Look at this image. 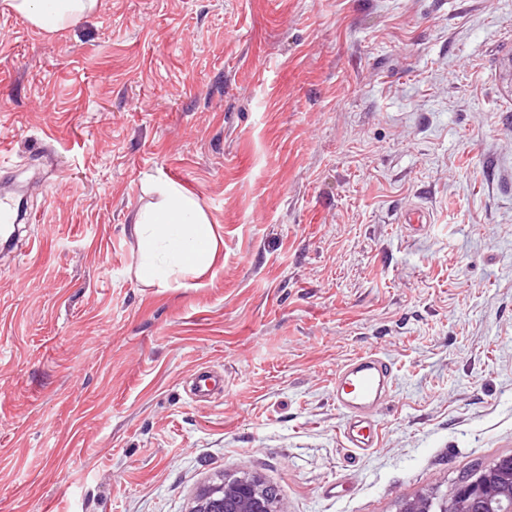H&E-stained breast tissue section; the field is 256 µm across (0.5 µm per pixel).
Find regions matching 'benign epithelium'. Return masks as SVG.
Returning <instances> with one entry per match:
<instances>
[{"label":"benign epithelium","instance_id":"benign-epithelium-1","mask_svg":"<svg viewBox=\"0 0 512 512\" xmlns=\"http://www.w3.org/2000/svg\"><path fill=\"white\" fill-rule=\"evenodd\" d=\"M512 512V468L456 485L441 494L427 490L401 500L398 512ZM189 512H286L264 477L247 469L226 474L221 482L201 487Z\"/></svg>","mask_w":512,"mask_h":512}]
</instances>
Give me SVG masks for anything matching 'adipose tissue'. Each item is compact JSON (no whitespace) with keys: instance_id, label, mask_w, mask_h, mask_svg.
I'll use <instances>...</instances> for the list:
<instances>
[{"instance_id":"1","label":"adipose tissue","mask_w":512,"mask_h":512,"mask_svg":"<svg viewBox=\"0 0 512 512\" xmlns=\"http://www.w3.org/2000/svg\"><path fill=\"white\" fill-rule=\"evenodd\" d=\"M98 5L99 0H0V7L49 34L77 23ZM159 193L154 207L133 217L139 243L134 274L145 286L171 288L181 285L188 272L214 262L217 235L194 196L173 184L161 186Z\"/></svg>"}]
</instances>
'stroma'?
Returning a JSON list of instances; mask_svg holds the SVG:
<instances>
[{"instance_id": "obj_1", "label": "stroma", "mask_w": 512, "mask_h": 512, "mask_svg": "<svg viewBox=\"0 0 512 512\" xmlns=\"http://www.w3.org/2000/svg\"><path fill=\"white\" fill-rule=\"evenodd\" d=\"M162 183L220 238L179 288L133 272ZM0 193V512H188L238 467L287 512H397L512 455V0L0 10ZM366 352L362 451L330 388ZM0 4L34 28L52 34L94 12L99 0H2ZM394 380L391 366L378 354L368 353L343 363L336 372L332 387L337 408L352 417L370 418L366 425L350 422L345 439L352 448H373L378 439L377 425L371 419L372 411L380 403L382 392ZM357 414V415H356ZM224 390V376L213 371H204L197 377V381L189 389L194 399L210 396L217 391Z\"/></svg>"}]
</instances>
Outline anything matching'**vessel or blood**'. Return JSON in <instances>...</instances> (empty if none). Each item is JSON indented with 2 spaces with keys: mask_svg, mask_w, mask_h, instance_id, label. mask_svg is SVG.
Returning a JSON list of instances; mask_svg holds the SVG:
<instances>
[{
  "mask_svg": "<svg viewBox=\"0 0 512 512\" xmlns=\"http://www.w3.org/2000/svg\"><path fill=\"white\" fill-rule=\"evenodd\" d=\"M391 366L378 354L368 353L343 363L336 372L332 387L337 408L351 415L366 416V424H349L345 439L351 447L367 449L375 447L378 439L377 426L370 416L382 399L385 387L392 384ZM224 387L221 374L201 373L189 390L192 398L199 399L214 394Z\"/></svg>",
  "mask_w": 512,
  "mask_h": 512,
  "instance_id": "obj_1",
  "label": "vessel or blood"
}]
</instances>
